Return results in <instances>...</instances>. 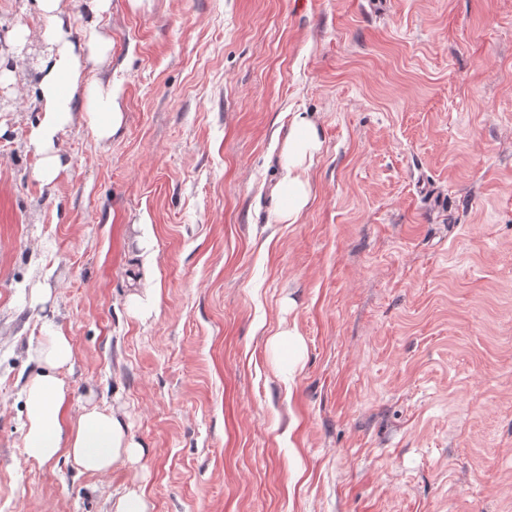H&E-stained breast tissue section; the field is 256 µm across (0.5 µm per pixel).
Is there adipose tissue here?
<instances>
[{"label":"adipose tissue","instance_id":"ef3b65f1","mask_svg":"<svg viewBox=\"0 0 512 512\" xmlns=\"http://www.w3.org/2000/svg\"><path fill=\"white\" fill-rule=\"evenodd\" d=\"M59 6L60 0L33 2L34 10L50 20L43 31L45 51L38 64L42 116L30 135L40 155L39 176L45 180L54 179L65 168L55 141L72 119L75 98L91 90L82 73L83 54L102 49V39L93 28L84 43L71 42ZM91 91L95 109L87 118L94 134L103 141L119 136L124 112L118 92L100 85ZM321 145L316 123L296 115L279 152L283 176L273 190L277 223H296L307 208L311 195L308 170ZM29 358L37 371L24 387L23 448L27 459L43 463L63 456L82 471L103 474L117 464H132L142 458L144 448L114 414L91 407L71 415V390L60 376L74 358L67 336L50 331L30 349Z\"/></svg>","mask_w":512,"mask_h":512}]
</instances>
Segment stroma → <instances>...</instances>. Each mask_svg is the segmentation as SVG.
I'll return each mask as SVG.
<instances>
[{
    "label": "stroma",
    "instance_id": "stroma-1",
    "mask_svg": "<svg viewBox=\"0 0 512 512\" xmlns=\"http://www.w3.org/2000/svg\"><path fill=\"white\" fill-rule=\"evenodd\" d=\"M96 22L85 99L36 171L46 18L0 0V505L113 512H512V0H62ZM311 200L274 219L296 113ZM150 236V247L140 244ZM160 291L132 316V283ZM293 327L289 368L270 344ZM72 409L146 450L103 475L23 448L31 344ZM95 93V110L87 112L88 122L99 140L113 139L122 131L124 112L120 95L112 85H97ZM274 345L288 355V362L298 363L303 352V341L295 328L280 330L273 336ZM114 512H149V506L139 488L133 486L120 496L113 505Z\"/></svg>",
    "mask_w": 512,
    "mask_h": 512
}]
</instances>
